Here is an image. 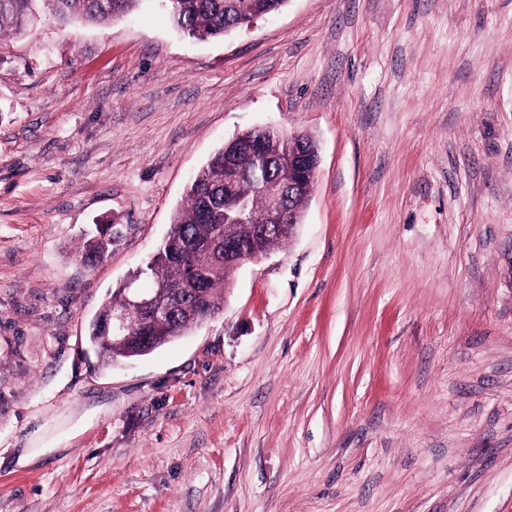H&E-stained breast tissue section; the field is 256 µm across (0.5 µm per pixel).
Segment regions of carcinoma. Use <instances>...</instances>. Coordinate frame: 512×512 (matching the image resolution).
Returning a JSON list of instances; mask_svg holds the SVG:
<instances>
[{
	"mask_svg": "<svg viewBox=\"0 0 512 512\" xmlns=\"http://www.w3.org/2000/svg\"><path fill=\"white\" fill-rule=\"evenodd\" d=\"M54 15L59 21L81 19L98 24L124 16L144 0H0V41L23 29L22 20L33 15V3ZM287 0H167L165 10L179 32L196 40L217 39L240 27L245 16L257 18L281 9ZM298 148L312 161L319 156L316 141L309 135H300L290 143L288 137L271 131L264 135L263 151L271 161V174L276 181L286 185L291 179L288 164L282 158L289 146ZM235 156V144L226 141L196 172L189 183L182 205L175 211L167 239L153 256L142 265L141 278L155 281H178L187 275V265L209 268L215 254L210 250L213 238L223 234L225 213L232 204L224 196V160ZM237 195L247 201L248 222L266 223V201L260 194V186L251 178L242 177L237 185ZM120 239L117 225H111L110 233L98 234L87 239L78 257L92 267L112 253V246ZM289 240L286 233L274 230L259 241L257 247L264 253ZM191 242L195 249L184 264L174 255L180 246ZM233 269H224L204 285V305L212 311L224 307V285L229 283ZM198 303L190 298L176 303L172 313L152 324L149 334L152 345L144 349L134 341H116L105 335L96 322L88 329V344L97 357L110 365L121 359L149 354L186 335L197 325Z\"/></svg>",
	"mask_w": 512,
	"mask_h": 512,
	"instance_id": "carcinoma-1",
	"label": "carcinoma"
}]
</instances>
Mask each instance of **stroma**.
<instances>
[{"label": "stroma", "instance_id": "1", "mask_svg": "<svg viewBox=\"0 0 512 512\" xmlns=\"http://www.w3.org/2000/svg\"><path fill=\"white\" fill-rule=\"evenodd\" d=\"M266 124L319 146L298 234L188 335L102 364L109 291ZM0 512H512V0L1 41ZM111 226L110 233L106 236H100L98 233L87 239L82 249L78 251L80 260H86L88 266L92 267L103 261L112 253V246L120 239V231L117 224H109Z\"/></svg>", "mask_w": 512, "mask_h": 512}]
</instances>
